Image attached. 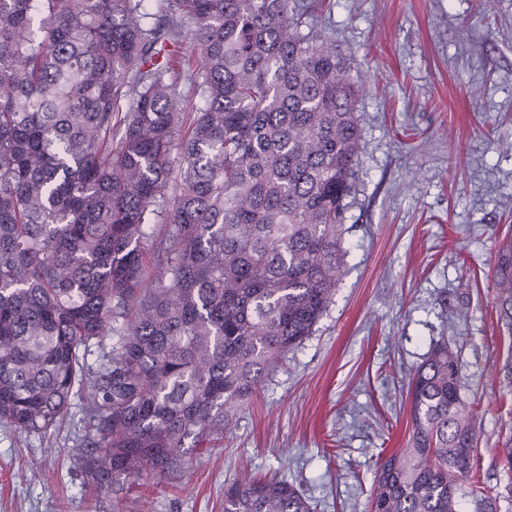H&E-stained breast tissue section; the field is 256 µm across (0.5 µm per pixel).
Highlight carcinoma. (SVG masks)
<instances>
[{
  "label": "carcinoma",
  "instance_id": "cac0c4a2",
  "mask_svg": "<svg viewBox=\"0 0 512 512\" xmlns=\"http://www.w3.org/2000/svg\"><path fill=\"white\" fill-rule=\"evenodd\" d=\"M325 4L0 0V423L47 436L81 396L95 498L171 478L187 439L224 437L336 294L367 84L334 33L303 31ZM485 277L512 395V235ZM117 318L118 345L90 365ZM408 399L405 447L377 462L366 512H458L464 485L475 512H499L450 343L413 369ZM314 510L275 474L224 490V512Z\"/></svg>",
  "mask_w": 512,
  "mask_h": 512
}]
</instances>
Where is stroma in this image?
Masks as SVG:
<instances>
[{"mask_svg":"<svg viewBox=\"0 0 512 512\" xmlns=\"http://www.w3.org/2000/svg\"><path fill=\"white\" fill-rule=\"evenodd\" d=\"M322 25L372 88L343 280L313 335L173 481L91 498L78 397L49 436L0 424V512H224L249 473L287 479L317 512H366L378 454L405 443L409 372L451 336L461 395L481 401L477 470L512 512L497 455L512 403L496 374L511 343L483 278L512 228V149L491 140L512 134V0H336Z\"/></svg>","mask_w":512,"mask_h":512,"instance_id":"obj_1","label":"stroma"}]
</instances>
